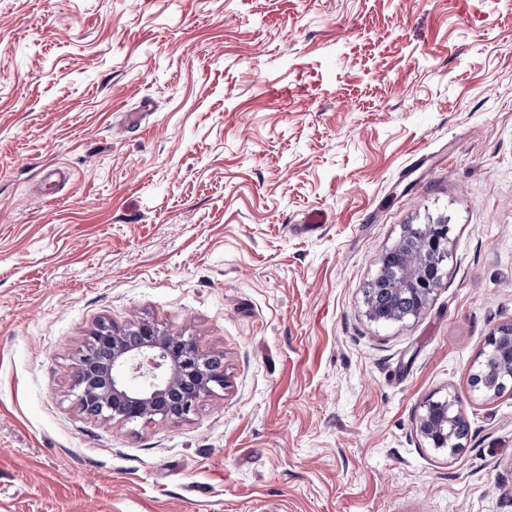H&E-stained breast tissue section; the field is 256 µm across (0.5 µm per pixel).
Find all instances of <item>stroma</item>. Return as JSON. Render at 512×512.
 <instances>
[{"label":"stroma","instance_id":"1","mask_svg":"<svg viewBox=\"0 0 512 512\" xmlns=\"http://www.w3.org/2000/svg\"><path fill=\"white\" fill-rule=\"evenodd\" d=\"M439 221L426 309L371 319ZM142 319L224 389L82 412L90 333ZM503 326L512 0H0V512H512ZM450 395L453 453L416 430ZM497 339L496 342L493 343V341ZM488 344L491 346L492 353L498 357L497 359H494L490 362H488V359L485 357L484 361L481 364V372L483 376H485L486 372L490 368H495L501 363L507 362L509 358H512V348L509 351V337L504 335H498L497 336H490Z\"/></svg>","mask_w":512,"mask_h":512}]
</instances>
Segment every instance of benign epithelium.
<instances>
[{"label":"benign epithelium","instance_id":"1","mask_svg":"<svg viewBox=\"0 0 512 512\" xmlns=\"http://www.w3.org/2000/svg\"><path fill=\"white\" fill-rule=\"evenodd\" d=\"M448 240L446 224L425 229L404 255L389 291H414L426 306L436 288L426 272L447 260ZM211 359L191 339L154 322L121 327L102 322L75 363L74 385L79 401L107 419L131 423L159 416L175 423L186 419L202 398L224 388V369L214 367ZM440 410L437 417L420 415L416 430L424 438H440L444 448L462 447L457 423L464 419L463 410L450 399L440 402Z\"/></svg>","mask_w":512,"mask_h":512}]
</instances>
